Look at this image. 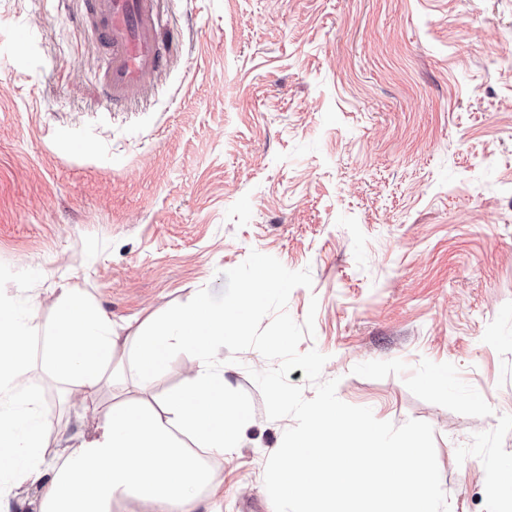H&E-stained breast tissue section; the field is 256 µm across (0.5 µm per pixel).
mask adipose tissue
I'll return each mask as SVG.
<instances>
[{"label": "adipose tissue", "mask_w": 512, "mask_h": 512, "mask_svg": "<svg viewBox=\"0 0 512 512\" xmlns=\"http://www.w3.org/2000/svg\"><path fill=\"white\" fill-rule=\"evenodd\" d=\"M238 327L234 312L203 294L151 334L122 336L92 301L71 292L54 331L41 337L14 299L0 295V512L30 492L38 512H122L131 500L142 512H198L202 500L216 497L217 466L249 421L209 361ZM36 338L43 368L75 385L83 400L105 387L112 392L94 431L62 448H50L48 436L66 432L81 405L69 402L56 418L42 414L21 380ZM184 349L197 353L195 374L163 409L127 397V382L151 390L166 361Z\"/></svg>", "instance_id": "1"}]
</instances>
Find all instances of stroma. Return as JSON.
Wrapping results in <instances>:
<instances>
[{"instance_id":"stroma-1","label":"stroma","mask_w":512,"mask_h":512,"mask_svg":"<svg viewBox=\"0 0 512 512\" xmlns=\"http://www.w3.org/2000/svg\"><path fill=\"white\" fill-rule=\"evenodd\" d=\"M80 0H0V290L48 331L76 288L145 327L256 250L310 269L287 311L338 398L434 431L451 512L512 461V0H162L170 66L112 111ZM224 455L222 512H274L269 419ZM193 352L130 396L186 386Z\"/></svg>"}]
</instances>
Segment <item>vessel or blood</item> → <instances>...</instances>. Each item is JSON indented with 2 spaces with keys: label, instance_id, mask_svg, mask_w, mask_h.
I'll return each instance as SVG.
<instances>
[{
  "label": "vessel or blood",
  "instance_id": "obj_1",
  "mask_svg": "<svg viewBox=\"0 0 512 512\" xmlns=\"http://www.w3.org/2000/svg\"><path fill=\"white\" fill-rule=\"evenodd\" d=\"M158 0H83V21L94 22L109 49L103 93L107 104L129 100L148 74L178 55L181 40L163 30Z\"/></svg>",
  "mask_w": 512,
  "mask_h": 512
}]
</instances>
